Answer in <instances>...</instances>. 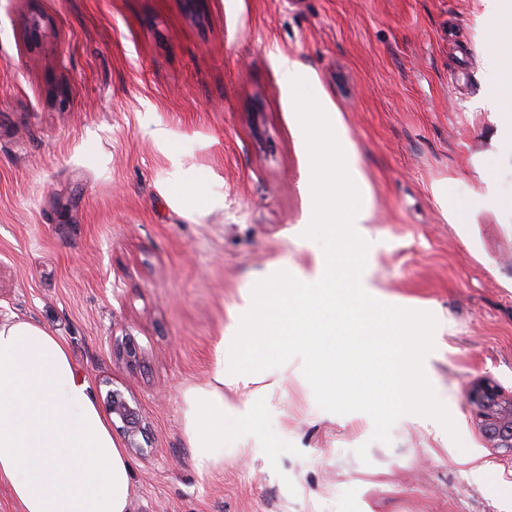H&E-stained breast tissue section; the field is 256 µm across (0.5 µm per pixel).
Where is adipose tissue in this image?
I'll return each mask as SVG.
<instances>
[{
  "label": "adipose tissue",
  "mask_w": 512,
  "mask_h": 512,
  "mask_svg": "<svg viewBox=\"0 0 512 512\" xmlns=\"http://www.w3.org/2000/svg\"><path fill=\"white\" fill-rule=\"evenodd\" d=\"M216 364L183 391L184 431L199 472L220 461L224 393L251 382ZM0 487L7 512H129L133 485L112 434L66 343L32 320L0 321Z\"/></svg>",
  "instance_id": "ef3b65f1"
}]
</instances>
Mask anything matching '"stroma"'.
<instances>
[{
    "instance_id": "stroma-1",
    "label": "stroma",
    "mask_w": 512,
    "mask_h": 512,
    "mask_svg": "<svg viewBox=\"0 0 512 512\" xmlns=\"http://www.w3.org/2000/svg\"><path fill=\"white\" fill-rule=\"evenodd\" d=\"M495 37L482 0H0V319L60 336L101 411L114 390L136 402L131 512H512V453L466 403L484 378L512 394V95L483 107L512 54ZM283 56L358 155L374 297L438 321L424 371L461 440L414 414L373 440L369 415L318 406L296 357L253 399L225 392L253 410L225 415L202 474L183 390L257 281L312 275L322 253Z\"/></svg>"
}]
</instances>
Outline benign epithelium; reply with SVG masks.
<instances>
[{
    "label": "benign epithelium",
    "instance_id": "benign-epithelium-1",
    "mask_svg": "<svg viewBox=\"0 0 512 512\" xmlns=\"http://www.w3.org/2000/svg\"><path fill=\"white\" fill-rule=\"evenodd\" d=\"M470 401L480 417L485 438L493 447L512 453V397L502 395L494 384L483 382L473 388ZM110 411L121 422L120 429L127 447L137 454H144L145 448L137 440L144 433L138 408L114 391L110 395Z\"/></svg>",
    "mask_w": 512,
    "mask_h": 512
}]
</instances>
